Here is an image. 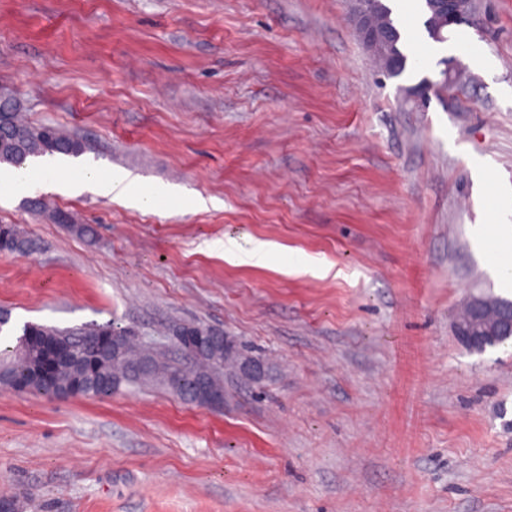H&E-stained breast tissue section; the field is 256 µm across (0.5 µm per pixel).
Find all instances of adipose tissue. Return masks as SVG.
Wrapping results in <instances>:
<instances>
[{
	"mask_svg": "<svg viewBox=\"0 0 512 512\" xmlns=\"http://www.w3.org/2000/svg\"><path fill=\"white\" fill-rule=\"evenodd\" d=\"M0 183L10 195H27L40 190L77 197L90 192L145 212L163 211L170 202L192 211L205 210L210 205L209 199L169 184L142 186L135 177L122 170L88 166L71 174L66 164L55 158L46 159L32 169H0Z\"/></svg>",
	"mask_w": 512,
	"mask_h": 512,
	"instance_id": "1",
	"label": "adipose tissue"
}]
</instances>
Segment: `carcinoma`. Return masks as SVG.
I'll return each mask as SVG.
<instances>
[{
	"instance_id": "1",
	"label": "carcinoma",
	"mask_w": 512,
	"mask_h": 512,
	"mask_svg": "<svg viewBox=\"0 0 512 512\" xmlns=\"http://www.w3.org/2000/svg\"><path fill=\"white\" fill-rule=\"evenodd\" d=\"M392 54L398 60L389 75H402L408 56L399 48L401 34L391 25ZM89 150L82 140L49 124L33 125L22 119L19 111L0 112V164L20 169L30 158L62 155L78 157ZM49 220L63 224L79 237H89L93 230L87 224L74 223L63 210L47 212ZM36 242L11 224H0V251L24 253L34 250ZM172 336L182 344L174 345L177 356L150 352L127 332L110 324H92L81 328L60 329L39 324H26L16 344L0 348V387L35 391L65 399L76 389L93 398H107L122 387L148 383L167 387L186 403L218 409L224 402V331L218 328L187 324L173 328ZM196 336L209 340L198 345ZM59 343L75 356L64 360L50 377L36 375L41 358L40 340Z\"/></svg>"
}]
</instances>
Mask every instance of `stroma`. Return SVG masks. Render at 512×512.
Listing matches in <instances>:
<instances>
[{"instance_id": "1", "label": "stroma", "mask_w": 512, "mask_h": 512, "mask_svg": "<svg viewBox=\"0 0 512 512\" xmlns=\"http://www.w3.org/2000/svg\"><path fill=\"white\" fill-rule=\"evenodd\" d=\"M353 7L0 0V92L26 120L220 202L159 215L45 193L89 240L0 202L37 243L0 253L10 335L109 322L165 351L169 328L201 323L264 366L225 375L220 409L160 385L0 388V498L17 512H512V340L477 353L455 334L473 297L512 300L490 271L512 203V0H473L400 78ZM450 57L449 89L410 100ZM217 239L273 252L241 264L207 251Z\"/></svg>"}]
</instances>
